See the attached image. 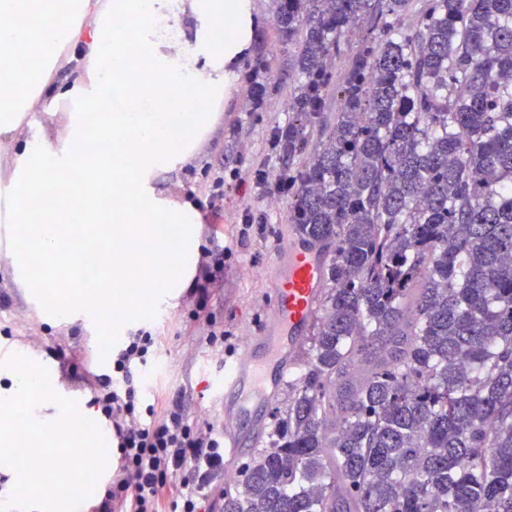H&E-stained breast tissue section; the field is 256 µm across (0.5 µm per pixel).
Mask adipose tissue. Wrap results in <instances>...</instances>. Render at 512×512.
Returning a JSON list of instances; mask_svg holds the SVG:
<instances>
[{
  "label": "adipose tissue",
  "mask_w": 512,
  "mask_h": 512,
  "mask_svg": "<svg viewBox=\"0 0 512 512\" xmlns=\"http://www.w3.org/2000/svg\"><path fill=\"white\" fill-rule=\"evenodd\" d=\"M71 19L44 23L33 0H0V138L15 142L0 165V244L16 281L53 297L45 317L109 327L113 339L140 320L136 300L156 288L170 304L199 274L203 214L198 202L159 188L165 174L194 164L230 100L237 68L252 54L262 18L254 0H66ZM67 106L62 134L22 136L27 113ZM95 115L87 129L86 115ZM111 155L108 164L101 155ZM28 226L18 238L16 224ZM94 260L113 291L89 299L80 273ZM41 264L40 277L30 274ZM66 268L72 289L58 293ZM102 414L74 399L58 365L14 346L0 350V471L30 485L17 464L22 434L44 471L59 448L90 438L91 456L112 446ZM97 502L69 486L32 506L0 512H90Z\"/></svg>",
  "instance_id": "adipose-tissue-1"
}]
</instances>
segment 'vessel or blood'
Segmentation results:
<instances>
[{"label":"vessel or blood","instance_id":"1","mask_svg":"<svg viewBox=\"0 0 512 512\" xmlns=\"http://www.w3.org/2000/svg\"><path fill=\"white\" fill-rule=\"evenodd\" d=\"M327 253L321 245L292 237L277 254L271 277L275 306L259 335L248 337L224 364V467L237 477V462L246 442L256 441L253 418L258 404L270 401L288 374L323 293Z\"/></svg>","mask_w":512,"mask_h":512}]
</instances>
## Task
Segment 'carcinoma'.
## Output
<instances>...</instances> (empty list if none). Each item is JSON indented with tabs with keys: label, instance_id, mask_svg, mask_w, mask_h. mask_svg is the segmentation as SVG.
Masks as SVG:
<instances>
[{
	"label": "carcinoma",
	"instance_id": "carcinoma-1",
	"mask_svg": "<svg viewBox=\"0 0 512 512\" xmlns=\"http://www.w3.org/2000/svg\"><path fill=\"white\" fill-rule=\"evenodd\" d=\"M275 2L289 220L331 253L304 372L223 510L512 512V0H423L407 34L409 0ZM363 35V27L353 26L347 33L346 37L349 48H347V51L334 57L332 60L331 71L333 74V80L326 97L325 112L327 113L326 116L330 123H334L336 121V112H338L341 108L340 97L336 94V79H340L344 75L348 67L352 52H354V50L358 47Z\"/></svg>",
	"mask_w": 512,
	"mask_h": 512
}]
</instances>
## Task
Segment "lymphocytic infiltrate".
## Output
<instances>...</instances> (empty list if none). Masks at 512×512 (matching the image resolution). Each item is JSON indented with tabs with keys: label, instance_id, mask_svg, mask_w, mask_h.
Masks as SVG:
<instances>
[{
	"label": "lymphocytic infiltrate",
	"instance_id": "obj_1",
	"mask_svg": "<svg viewBox=\"0 0 512 512\" xmlns=\"http://www.w3.org/2000/svg\"><path fill=\"white\" fill-rule=\"evenodd\" d=\"M156 339L129 336L113 362L120 381L100 377L94 398L112 421L121 466L101 500L102 512H217L224 502V437L201 429L181 403L145 404V366Z\"/></svg>",
	"mask_w": 512,
	"mask_h": 512
}]
</instances>
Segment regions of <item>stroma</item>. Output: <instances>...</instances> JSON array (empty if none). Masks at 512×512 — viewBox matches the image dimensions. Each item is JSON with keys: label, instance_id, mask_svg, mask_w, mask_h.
Segmentation results:
<instances>
[{"label": "stroma", "instance_id": "1", "mask_svg": "<svg viewBox=\"0 0 512 512\" xmlns=\"http://www.w3.org/2000/svg\"><path fill=\"white\" fill-rule=\"evenodd\" d=\"M264 17L247 63L238 69L235 89L212 140L200 149L198 164L168 174L159 186L167 196L198 198L204 207L206 250L224 251V268L204 262L198 288L187 289L174 307L156 314L146 329L157 338L148 363L153 368L150 395L165 404L183 397L187 413L199 427H224V355L243 337L259 332L273 304L270 269L276 248L291 234L288 199L277 191L281 168L270 142L273 131L288 123V95L293 84L289 53L274 28V0H256ZM266 63L281 82L261 102L251 97L250 74ZM266 172V191L254 187L256 169ZM222 189H215L216 177ZM263 219V228H244V213ZM224 333L223 345L209 341L212 330ZM97 337L80 325L55 326L40 319L25 288L11 274L10 257L0 247V346L19 343L57 362L61 380L79 398L92 399L96 378L111 374V364L96 354Z\"/></svg>", "mask_w": 512, "mask_h": 512}]
</instances>
